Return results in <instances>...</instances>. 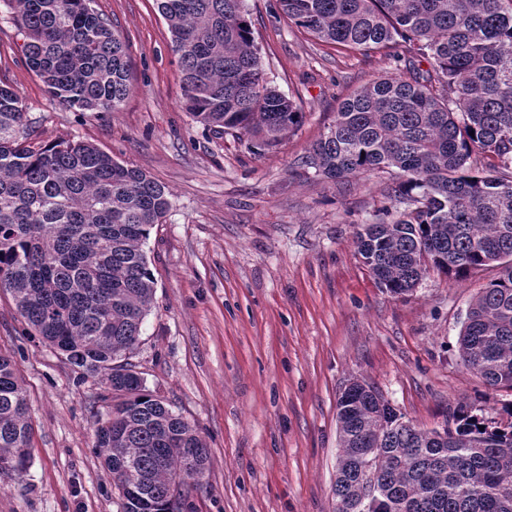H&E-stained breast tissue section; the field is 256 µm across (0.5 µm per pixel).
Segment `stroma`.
<instances>
[{
	"mask_svg": "<svg viewBox=\"0 0 512 512\" xmlns=\"http://www.w3.org/2000/svg\"><path fill=\"white\" fill-rule=\"evenodd\" d=\"M273 2L246 8L269 81L304 119L262 155L186 112L156 0L93 2L127 46L130 92L116 112L52 98L26 63L14 15L0 9V81L21 99L33 142L92 143L169 193L144 246L156 288L129 361L207 445L190 512H336L337 400L353 380L424 429L441 427L458 401L487 417L512 404V391L487 393L457 349L496 268L459 280L431 270L412 292L391 294L354 245L387 205L391 175L333 182L305 163L340 99L393 61L322 43ZM0 354L17 365L32 424L27 470L0 471V512H119L95 446L102 378H80L1 293Z\"/></svg>",
	"mask_w": 512,
	"mask_h": 512,
	"instance_id": "stroma-1",
	"label": "stroma"
}]
</instances>
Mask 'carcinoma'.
Listing matches in <instances>:
<instances>
[{
    "label": "carcinoma",
    "mask_w": 512,
    "mask_h": 512,
    "mask_svg": "<svg viewBox=\"0 0 512 512\" xmlns=\"http://www.w3.org/2000/svg\"><path fill=\"white\" fill-rule=\"evenodd\" d=\"M49 94L116 112L129 92L125 45L93 0H0ZM183 74L185 109L203 130L273 150L303 112L266 72L245 0H158ZM275 9L335 48H405L396 71L344 98L308 151L319 175H395L405 209L357 233V254L395 295L431 268L499 276L468 307L461 362L489 391L512 390V0H276ZM431 68L423 70L414 60ZM406 64L409 77L400 73ZM18 95L0 83V290L42 341L106 375L96 444L121 512H175L203 476L205 443L129 362L154 297L143 246L170 208L165 188L82 141L31 142ZM490 162L474 165V152ZM336 414V512H512V405L497 419L457 403L424 430L373 386L347 387ZM32 426L13 360L0 355V470L24 472Z\"/></svg>",
    "instance_id": "carcinoma-1"
}]
</instances>
